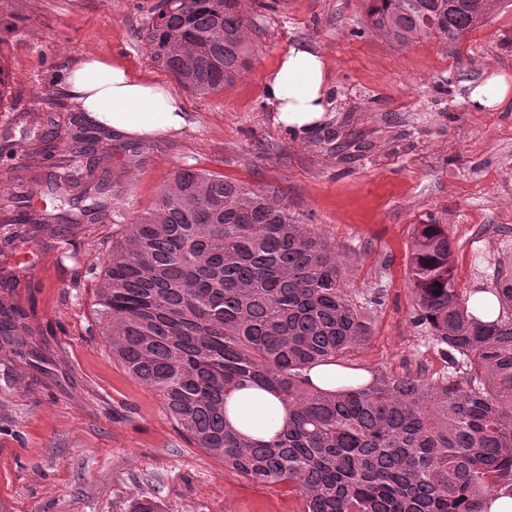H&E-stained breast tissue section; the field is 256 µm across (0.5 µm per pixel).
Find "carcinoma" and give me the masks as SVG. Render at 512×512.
I'll return each instance as SVG.
<instances>
[{
  "label": "carcinoma",
  "mask_w": 512,
  "mask_h": 512,
  "mask_svg": "<svg viewBox=\"0 0 512 512\" xmlns=\"http://www.w3.org/2000/svg\"><path fill=\"white\" fill-rule=\"evenodd\" d=\"M244 0H160L145 32L150 59L194 94L216 93L251 64ZM371 28L399 45L456 44L484 23L488 0H361ZM34 131L39 153L67 139L64 175L49 182L68 206L28 218L22 240L82 232L104 209L112 223L123 184L101 167L108 129L76 114ZM19 178V208L40 185ZM413 323L437 346L443 373L376 375L322 391L305 383L314 364L343 358L372 336L363 303L348 294L336 249L288 212L279 191L183 166L129 235L112 242L94 291L104 335L128 375L156 390L165 414L207 455L259 484L286 482L303 512H487L512 494V258L495 264L504 316L479 319L462 302L446 225L414 226ZM0 282V350L25 360L33 330ZM255 387L288 405L268 442L233 429L224 404ZM129 512H163L143 496Z\"/></svg>",
  "instance_id": "1"
}]
</instances>
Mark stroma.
<instances>
[{
	"mask_svg": "<svg viewBox=\"0 0 512 512\" xmlns=\"http://www.w3.org/2000/svg\"><path fill=\"white\" fill-rule=\"evenodd\" d=\"M159 0H0V206L15 176L36 165L30 201L53 206V157L33 159L30 128L44 113L66 119L62 90L87 55L178 89L154 64L143 31ZM249 8L252 63L207 96L183 92L193 126L175 137H112L99 151L127 186L128 216L148 208L173 172L189 165L253 188L277 187L290 214L314 225L366 304L373 335L352 367L398 374L442 372L429 337L412 322L409 257L414 224L436 219L456 245L461 298L492 285L512 253V111L475 112L468 92L488 71L512 74V0H491L486 22L450 45L400 46L370 30L361 0H264ZM328 64L322 126L291 133L265 102L267 75L296 42ZM128 225L102 219L76 238L42 236L0 254V278H17L41 359L0 351V506L6 512H128L140 495L165 512H303L285 484H257L181 436L152 388L113 359L97 315L94 278Z\"/></svg>",
	"mask_w": 512,
	"mask_h": 512,
	"instance_id": "1",
	"label": "stroma"
}]
</instances>
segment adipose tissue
<instances>
[{"label": "adipose tissue", "instance_id": "adipose-tissue-1", "mask_svg": "<svg viewBox=\"0 0 512 512\" xmlns=\"http://www.w3.org/2000/svg\"><path fill=\"white\" fill-rule=\"evenodd\" d=\"M329 77L321 52L307 43L292 46L265 84L266 102L276 120L293 132L321 125L328 105ZM67 96L88 122L124 138L174 134L188 126L184 101L166 84L132 75L118 63L90 55L64 78ZM473 110H512V77L494 73L469 92ZM230 425L267 441L285 425L288 412L271 393L260 389L233 392L226 400Z\"/></svg>", "mask_w": 512, "mask_h": 512}]
</instances>
